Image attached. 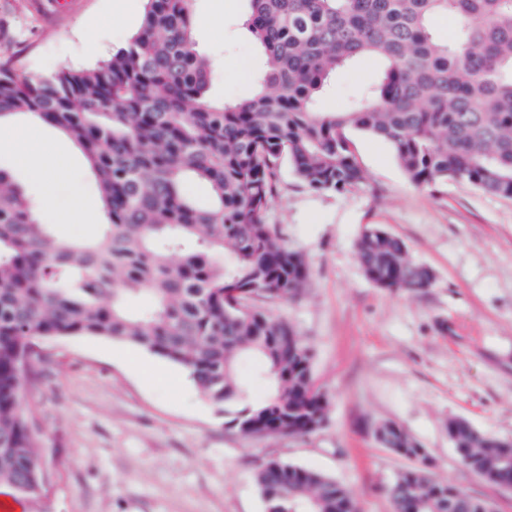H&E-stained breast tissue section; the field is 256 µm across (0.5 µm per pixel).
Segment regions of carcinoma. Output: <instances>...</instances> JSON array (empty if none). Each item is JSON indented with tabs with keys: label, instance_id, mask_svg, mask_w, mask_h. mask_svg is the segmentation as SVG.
Wrapping results in <instances>:
<instances>
[{
	"label": "carcinoma",
	"instance_id": "1",
	"mask_svg": "<svg viewBox=\"0 0 512 512\" xmlns=\"http://www.w3.org/2000/svg\"><path fill=\"white\" fill-rule=\"evenodd\" d=\"M192 0H146L127 46L93 67L20 74L0 61V118L31 113L84 150L101 194L102 230L56 239L0 168V484L22 499L44 491L34 423L23 409L22 357L36 340L97 336L132 343L185 368L208 401L254 436L305 435L324 421L310 349L286 321L248 305L298 295L308 271L265 221L275 168L288 158L315 191L366 182L349 131L394 150L409 181L451 178L512 199V0H248L247 25L265 65L251 99L208 96L213 64L192 34ZM439 16L456 21L438 38ZM362 57L384 64L346 112H318L337 71ZM189 178L206 184L200 207ZM229 254L222 264L210 253ZM357 257L380 288L422 291L405 242L367 228ZM153 304L133 314L134 294ZM256 357L270 389L248 402L237 377ZM460 462L512 487V444L448 420ZM375 440L410 462L388 487L393 512H451L449 484L427 449L394 422ZM254 480L265 512H360L334 477L271 459ZM465 512H494L457 493Z\"/></svg>",
	"mask_w": 512,
	"mask_h": 512
}]
</instances>
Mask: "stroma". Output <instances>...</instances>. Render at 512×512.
I'll return each mask as SVG.
<instances>
[{"mask_svg": "<svg viewBox=\"0 0 512 512\" xmlns=\"http://www.w3.org/2000/svg\"><path fill=\"white\" fill-rule=\"evenodd\" d=\"M27 0H0V58L19 73L49 75L107 59L137 31L145 0H78L57 23ZM245 0H193L194 39L215 69L211 94L237 101L256 91L264 59L244 26ZM97 53H88L89 43ZM372 58L339 70L318 101L345 111L378 82ZM53 179L60 196L78 190L91 223L77 224L40 206L27 169L0 151L7 170L51 231L65 240L98 232L99 189L78 146L56 128ZM350 138L365 185L318 192L276 170L266 221L306 262L309 279L294 299L252 297L288 321L312 353L314 384L327 400L323 424L308 435L256 438L230 424L180 365L128 342L92 336L40 340L34 380L21 400L40 436L47 491L18 502V512H265L254 482L259 466L281 459L335 477L361 512H392L387 488L405 459L380 446L375 426L393 421L427 448L439 479L495 512H512V491L468 471L448 440L449 419L463 418L498 438H512V199L448 180L420 189L393 149L368 134ZM402 238L411 260L429 267L421 292L374 285L357 261L364 229ZM153 364L143 377L140 362Z\"/></svg>", "mask_w": 512, "mask_h": 512, "instance_id": "35a3bbf8", "label": "stroma"}]
</instances>
